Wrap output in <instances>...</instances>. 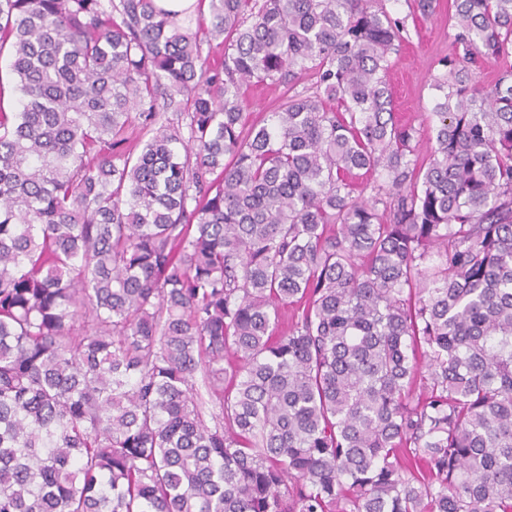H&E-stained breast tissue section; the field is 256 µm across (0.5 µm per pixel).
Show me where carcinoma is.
Listing matches in <instances>:
<instances>
[{
    "mask_svg": "<svg viewBox=\"0 0 512 512\" xmlns=\"http://www.w3.org/2000/svg\"><path fill=\"white\" fill-rule=\"evenodd\" d=\"M202 2L0 0V512H512V0H452L424 157L407 17ZM0 85L6 91L5 107L12 110L17 104V94L13 90V83L10 74V57L7 49L0 54ZM512 67V57L499 61H490L484 63L480 68H473L471 72L472 81L477 85H486L491 83L501 72L509 70ZM243 117L247 125L257 119L262 112L274 109L282 97L288 95L286 85H250L243 88Z\"/></svg>",
    "mask_w": 512,
    "mask_h": 512,
    "instance_id": "cac0c4a2",
    "label": "carcinoma"
}]
</instances>
